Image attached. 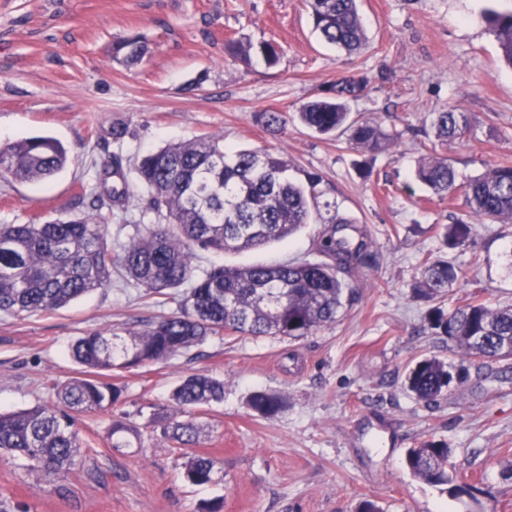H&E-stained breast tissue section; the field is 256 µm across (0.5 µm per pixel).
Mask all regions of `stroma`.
<instances>
[{"label": "stroma", "instance_id": "35a3bbf8", "mask_svg": "<svg viewBox=\"0 0 512 512\" xmlns=\"http://www.w3.org/2000/svg\"><path fill=\"white\" fill-rule=\"evenodd\" d=\"M368 37L349 55L313 29L306 0H0V145L49 136L69 162L45 182L0 178V224H38L92 214L108 198L101 170L120 159L130 194L112 205L113 254L162 223L146 211L138 160L169 143L219 138L229 148L284 156L293 180L318 175L323 200L363 227L376 260L356 269L354 298L334 324L301 339L227 333L163 364L116 374L119 410L140 429L130 448L107 436L110 416H79L89 452L50 483L25 460L0 453V512H355L364 500L381 512H512V359L471 370L434 402L405 384L424 356L459 362L447 337L428 326L432 309L449 311L479 296L512 305V223L493 222L433 195L413 179L425 154L446 156L458 182L512 162V69L481 19L512 0H358ZM147 47L134 65L114 60L116 42ZM281 47L276 65L241 60L227 41ZM343 74L369 79L350 101L352 117L377 123L390 150L355 149L347 135L323 136L297 119L299 107ZM465 113L471 130L440 143L434 113ZM287 120L270 132L256 112ZM122 129L113 138V129ZM474 224V240L445 246L438 227ZM320 225L289 241L241 252L197 250V270L317 259ZM445 257L458 271L447 295L414 294L424 257ZM120 275L69 305L34 314L0 312V410L53 404L54 387L76 377L74 341L90 331L141 327L168 314ZM191 373L224 382L222 402L203 408L196 453L214 458L211 483L183 478L185 449L164 442L154 419L174 414L171 389ZM257 390L287 401L276 417L247 405ZM448 444L455 480L472 494L414 477L409 448Z\"/></svg>", "mask_w": 512, "mask_h": 512}]
</instances>
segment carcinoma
Returning <instances> with one entry per match:
<instances>
[{"label": "carcinoma", "instance_id": "cac0c4a2", "mask_svg": "<svg viewBox=\"0 0 512 512\" xmlns=\"http://www.w3.org/2000/svg\"><path fill=\"white\" fill-rule=\"evenodd\" d=\"M307 4L314 30L325 43L348 54L366 47L357 0ZM483 20L503 61L512 67V11L489 10ZM144 52L136 38L115 46V55L126 64L138 62ZM368 86L365 76L336 79L299 108V122L321 135L346 133L349 143L365 152L388 150L390 137L379 125L350 117L348 102L365 94ZM255 120L268 131L285 124L282 113L270 109L256 113ZM433 127L437 139L455 140L468 131V118L443 110L435 113ZM67 163L63 146L50 137L0 146L1 178L43 182ZM288 170L282 156L262 148L226 149L217 138L159 148L141 159L137 174L148 190L146 208L166 223L133 240L117 256L100 213L42 224H0V312L64 307L110 283L116 265L147 293L176 305L171 314L139 329L113 327L79 337L71 357L84 368L83 376L57 387L54 405L0 412V449L28 460L49 477L62 478L81 455L77 416L110 411L123 401L122 387L102 379L103 372L165 362L226 331L298 339L336 322L339 309L353 300L347 281L352 266L372 263L374 254L364 238L355 237L354 220L336 203L318 204V176H308L304 185L289 178ZM415 178L441 198L457 191L455 171L444 156H423ZM461 197L470 212L512 223V164H495L468 180ZM312 223L324 225L317 247L322 261L214 266L195 273L197 247L219 253L260 248L286 242ZM473 230L474 225L459 219L443 225V237L452 246H464ZM421 267L416 290L423 296H442L458 278L446 258L427 257ZM429 326L448 337L463 359L512 357V306L494 308L475 296L448 314L434 311ZM465 376L466 369L425 356L409 367L405 385L418 399L431 402ZM223 399L224 381L206 374L185 377L171 391L176 414L164 419L161 437L184 448L195 445L200 427L194 411ZM248 405L270 419L284 411L286 401L273 392L255 391ZM108 436L112 447L123 448L139 437V430L114 419ZM449 454L446 444L429 441L408 449L406 464L414 476L444 486L450 482ZM215 467L213 458L195 455L185 463L183 477L192 485H205L212 482Z\"/></svg>", "mask_w": 512, "mask_h": 512}]
</instances>
